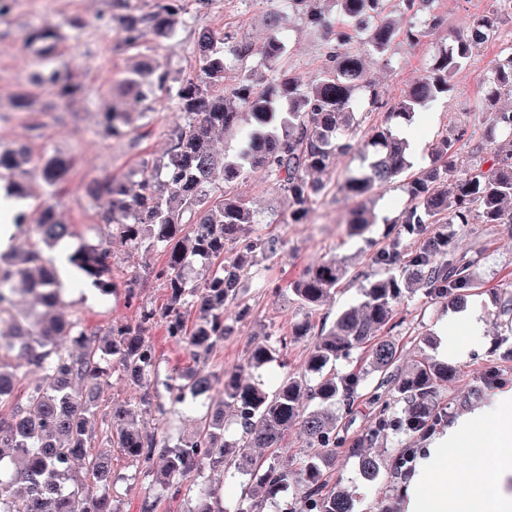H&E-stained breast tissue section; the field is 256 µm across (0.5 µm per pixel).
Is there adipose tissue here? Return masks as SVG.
<instances>
[{
  "label": "adipose tissue",
  "mask_w": 512,
  "mask_h": 512,
  "mask_svg": "<svg viewBox=\"0 0 512 512\" xmlns=\"http://www.w3.org/2000/svg\"><path fill=\"white\" fill-rule=\"evenodd\" d=\"M469 465L450 468L449 447ZM422 479L405 489V512H512V390L435 439L420 464Z\"/></svg>",
  "instance_id": "obj_1"
}]
</instances>
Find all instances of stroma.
I'll return each instance as SVG.
<instances>
[{
	"label": "stroma",
	"instance_id": "35a3bbf8",
	"mask_svg": "<svg viewBox=\"0 0 512 512\" xmlns=\"http://www.w3.org/2000/svg\"><path fill=\"white\" fill-rule=\"evenodd\" d=\"M109 3L110 0H15L9 17L0 20V149L22 142L36 155L57 151L76 157L69 181L57 197L63 219L74 229L73 237L66 241L71 249L108 232L101 220L108 208L106 200L91 202L83 191L84 185L110 173L120 175L159 161L167 149L166 133L179 121L173 101L161 94L148 109L142 103L130 102L129 108L137 112L138 118L125 139L106 140L99 135L97 121L107 103L106 86L126 77L141 60H153L158 72L167 74L169 85H177L195 75L196 37L199 31L210 29L223 35L250 37L255 54L249 65L256 72V87L260 90L281 74L304 86L315 83L328 64L327 30L310 28L302 12L294 10L285 12L280 23L283 56L275 66L265 64L262 49L268 37L265 17L272 8L270 0H213L207 10L189 12L188 26L173 40L158 39L148 32L134 45L125 43L120 28L99 24L97 16L108 10ZM387 10L396 25V34L384 55L366 60L369 76L384 105L373 107L371 90L366 89L360 90L350 103L364 132L386 124L387 107L430 72L436 57L452 43L459 26L474 18L491 22L488 39L449 78L447 93L421 109L410 126L418 145L410 153L414 170L431 168L433 144L461 126L466 127L467 133L459 144L457 163L467 165L472 160V149L489 141L491 112L512 105V96H492L490 81L493 60L512 49V14L503 11L498 0H434L431 10L441 23L414 41L409 34L419 30L423 12L408 8L405 0H389ZM46 24L60 34L51 52L53 64L68 67L82 85L83 94L68 110L59 111L53 109L51 95L45 93L38 111L21 112L13 109L10 102L29 87L26 72L37 52L28 40L34 27ZM235 191L256 211L260 231L278 240L275 253L257 255L246 282L250 319L200 360L194 359L186 344L167 336L163 323L153 325L146 335L155 350L160 376L197 366L211 375L212 394L217 398L224 391L227 373L246 364L252 347L269 336L288 339L278 360L261 373L268 387L278 385L288 370L301 367L313 346L314 331L320 330L322 323L332 322L340 307L356 302L361 288L379 275L375 257L389 239L401 237L408 253L419 245L415 236L406 234L403 226L395 222L408 199L399 186L374 191L359 201L375 219L360 235L351 234L346 225L348 212L359 202L336 192L318 199L308 223L286 224L281 217L288 212V201L264 171L250 173ZM274 215L279 218L275 224L270 221ZM447 231L459 252L481 256L472 274L482 281L483 291L471 296L466 308L480 312L481 326L473 331H457L465 310L454 309L447 299L421 290L404 297L385 337L411 354L426 334H434L436 344L431 356L449 362L452 368L437 397L442 418L431 435L414 437L394 426L400 409L392 407L391 426L373 440L382 461L376 482L363 478L357 457L345 450H337L323 461L325 479L347 487L354 512H381L386 505L400 512L401 490L408 480L394 474L395 457L406 448L424 453L431 447L434 435L477 409L492 390L512 389V325L499 317L495 297L497 288L512 277V224H451ZM331 257L344 262L347 274L331 303L306 313L288 285L307 267ZM164 261L159 251L115 247L112 277L116 286L112 293L93 295L89 283L67 278L65 315L80 319L92 334L105 332L115 322L135 321L138 304L128 303L122 287L123 281L134 275L142 279L141 302L164 310L167 290L150 274L151 268ZM306 321L312 325V335H294L295 326ZM457 346L467 349L466 358H448V349ZM99 366L103 372L101 413H111L116 405L138 397L139 387L113 373L111 357H102ZM110 491L117 512H140L147 501L154 503L155 512H189L195 505L194 499L154 485L144 468L117 448L112 451Z\"/></svg>",
	"mask_w": 512,
	"mask_h": 512
}]
</instances>
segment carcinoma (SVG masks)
<instances>
[{
	"label": "carcinoma",
	"mask_w": 512,
	"mask_h": 512,
	"mask_svg": "<svg viewBox=\"0 0 512 512\" xmlns=\"http://www.w3.org/2000/svg\"><path fill=\"white\" fill-rule=\"evenodd\" d=\"M284 6L306 8V21L325 27L319 0H280ZM353 23L356 35L336 33L328 65L314 84L302 87L282 77L271 94L254 87L253 72L244 62L253 53L249 37L231 38L208 30L198 33L196 59L199 75L168 85V76L152 77L137 71L117 88H109V103L100 113L107 138H121L132 123L126 97L139 101L166 92L174 100L180 122L168 134L166 160L139 169L136 189L122 176L88 184L92 201L106 198L104 223L111 227L107 238L85 243L57 259L38 247L49 248L72 236L62 223L52 200L74 165L72 157L53 154L33 159L23 148L0 150V191L17 200L30 197L28 181L38 178L46 199L29 211H19L15 224L37 225V242L0 254V324H10L11 336L26 337L19 364L37 373L22 403H12L17 372L8 371L0 359V405L13 404L8 417L0 418V512H116L112 499L84 479L72 478V462L79 460L86 474L103 478L111 463L110 447L123 449L147 470H152L154 450L165 449V461L154 472L161 485H181L205 468L232 477L244 486L240 498L226 503L217 488L192 482L186 491L196 495L189 512H277V496L294 489L292 512H353L349 491L323 479L320 463L347 447L357 454L364 478L374 482L380 475L379 458L371 441L350 442L336 406L349 405L369 376L378 378L373 390L404 402L399 423L411 433L439 419L436 400L440 382L448 379V366L421 354L403 360L394 343L382 338L408 294L421 287L431 295L461 304L482 288L471 269L478 260L455 252L448 235L427 234V224H512V150L494 153L491 160L470 164L458 171L448 160L465 136L460 130L444 137L434 149L440 166L432 167L404 183L409 196L395 223L404 225L421 244L404 255L401 241H391L376 257L380 276L361 289L358 304L340 311L329 327L321 328L303 366L268 389L251 377L233 370L224 382V396L215 400L210 377L200 371L169 375L159 381L154 350L145 332L157 320L156 311L142 303L135 324L116 323L103 335L86 334L78 319L61 320L63 308L59 264L91 280L102 293L112 284V243L136 251L160 250L167 258L151 271L169 291L164 314L167 336L186 343L196 358L207 356L227 336L235 333L224 310L237 308L236 321L249 316L243 281L253 266L255 253H273L277 241L257 233L256 213L241 196L229 191L233 183L254 169L269 173L288 197V223L309 221L316 198L326 188L321 176H331L341 158L359 154V169L336 178V189L362 198L375 189H387L402 181L411 168L407 142L387 125L365 139L355 138L359 122L348 105L367 81L365 56L384 54L395 28L385 18L388 0H332ZM121 10L118 21L127 43L139 40L145 27L158 38L172 39L187 23L185 0H158L154 13L138 15L127 10L124 0H112ZM271 34L266 57L276 59L284 44L276 33V17L269 19ZM488 22L477 19L461 26L455 44L446 48L429 75L412 86L388 113L389 119L412 122L417 108L448 91V76L462 67L473 48L487 38ZM232 42L224 50L226 42ZM240 65V78L228 92L215 94L212 87L224 84L227 61ZM494 80L512 92V51L497 59ZM34 90L18 96L16 109L29 111L43 87L54 90L57 104L67 108L81 92L72 73L46 66L33 82ZM249 110L251 126L242 125ZM493 130L512 143V107L492 113ZM237 131L241 147L231 157L216 153L212 135ZM488 169H483L485 163ZM350 233H363L371 224L360 208L348 221ZM345 275L343 263L330 258L307 268L290 282L289 290L307 312L318 310L336 293ZM32 298L37 310L17 315L11 311L13 294ZM194 322H189L191 314ZM286 338L258 344L248 359L251 370L276 361ZM363 350L366 366L338 373L336 363ZM112 355L122 376L143 388L138 399L112 409L115 431L105 437V447L95 446L93 425L98 413L99 353ZM161 384L166 402L159 401ZM189 404L205 409L195 428L171 443L139 431L140 414L150 408L164 415ZM296 430L307 446L299 462L275 458L290 430ZM36 475L52 492L34 497L18 494L14 485L28 484Z\"/></svg>",
	"instance_id": "obj_1"
}]
</instances>
